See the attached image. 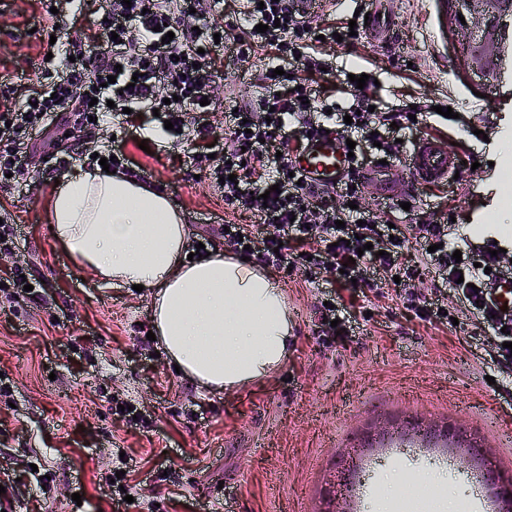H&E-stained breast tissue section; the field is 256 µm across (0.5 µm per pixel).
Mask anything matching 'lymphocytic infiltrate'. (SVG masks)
Wrapping results in <instances>:
<instances>
[{"label": "lymphocytic infiltrate", "instance_id": "obj_1", "mask_svg": "<svg viewBox=\"0 0 512 512\" xmlns=\"http://www.w3.org/2000/svg\"><path fill=\"white\" fill-rule=\"evenodd\" d=\"M40 2L46 10L42 32L56 37L49 61L54 76L20 90L10 83L0 86V185L8 176H22L21 160L35 140L47 136L52 148L62 147L66 113H74L83 127L108 121L134 134L141 112L158 110L189 142L188 158L207 162L225 204L254 216L251 224H229L224 239L236 251H249L276 268H304L313 284L329 275L342 288L357 278L369 288L396 277L406 283L434 270L471 316L492 329L490 364H512V320L493 315L488 305L489 277L504 271L498 257L468 251L454 259L444 225L414 228L401 223L399 204L378 211L365 203L361 171L375 160H396V135L414 122L405 112L376 108L364 88L353 89L345 105L326 95L319 33L289 0H245L248 26L242 30L224 20V0H107L88 36L75 29L74 0ZM193 11L208 15L203 30L184 24ZM261 23L266 32H257ZM161 24L173 32L171 42H163ZM133 28L139 32L134 39ZM259 54L268 68L262 93L230 99L228 140L212 142L210 118L219 102L210 60L220 55L231 67ZM206 96L211 102L205 106ZM333 129L355 144L352 169L339 189L321 194L293 178L291 157L310 135ZM275 185L278 197L265 198ZM314 231L317 248L299 254L298 246ZM368 241L373 247L367 251ZM412 244L419 263L401 267L399 258Z\"/></svg>", "mask_w": 512, "mask_h": 512}]
</instances>
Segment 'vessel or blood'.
I'll return each instance as SVG.
<instances>
[{
	"instance_id": "vessel-or-blood-1",
	"label": "vessel or blood",
	"mask_w": 512,
	"mask_h": 512,
	"mask_svg": "<svg viewBox=\"0 0 512 512\" xmlns=\"http://www.w3.org/2000/svg\"><path fill=\"white\" fill-rule=\"evenodd\" d=\"M366 34L371 42L387 43L391 35L387 17L370 14ZM292 161L309 182L326 190L337 189L346 180L351 167L345 146L324 134L309 141L304 150L293 155ZM406 162L413 178L421 183L448 180L460 168L458 155L449 149L446 141L436 138L418 140L408 153ZM362 178L374 183L381 194L394 196L408 192L407 186L384 179L383 170L379 167L363 171ZM490 286L496 305L503 307L506 315L512 317V275L497 276Z\"/></svg>"
}]
</instances>
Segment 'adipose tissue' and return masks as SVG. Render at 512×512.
I'll return each mask as SVG.
<instances>
[{
  "label": "adipose tissue",
  "instance_id": "obj_1",
  "mask_svg": "<svg viewBox=\"0 0 512 512\" xmlns=\"http://www.w3.org/2000/svg\"><path fill=\"white\" fill-rule=\"evenodd\" d=\"M52 232L102 281L143 285L169 362L208 390H231L288 354V303L260 268L215 251L186 261L187 229L167 195L121 173L78 169L53 193Z\"/></svg>",
  "mask_w": 512,
  "mask_h": 512
}]
</instances>
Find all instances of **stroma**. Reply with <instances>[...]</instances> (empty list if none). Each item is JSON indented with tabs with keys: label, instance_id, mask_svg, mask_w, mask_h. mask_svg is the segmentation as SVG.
<instances>
[{
	"label": "stroma",
	"instance_id": "35a3bbf8",
	"mask_svg": "<svg viewBox=\"0 0 512 512\" xmlns=\"http://www.w3.org/2000/svg\"><path fill=\"white\" fill-rule=\"evenodd\" d=\"M37 0L0 5V76L29 71L41 50L34 32ZM393 37L377 47L323 44L332 66L329 90L348 74L377 80L383 106L408 109L449 103L455 116L427 118L406 133L405 148L426 134L455 142L463 166L445 189L416 186L407 224L449 219L448 246L483 245L496 222L501 175L512 157V78L496 80L467 67L460 36L442 24L436 0H385ZM112 127L74 131L66 170L43 148L28 152L33 175L23 194L0 189L16 239L0 251V269L23 268L40 281L33 300L0 314V373L11 387L0 397V468L18 481L16 512H113L122 456L139 462L143 481L131 488L136 512H373L383 485L403 494L392 512H434L419 485L444 486L461 502L484 497V477L456 451L426 448L421 434L452 426L477 438L489 469L512 474V366L486 368L475 354L489 332L470 319L453 291L433 274L410 281L414 296L440 301L455 325L414 319L399 287H358L357 329L341 341L318 336L326 289L301 271L271 269L286 294L294 341L279 367L231 391L204 392L177 374L159 342L148 340V292L107 284L79 267L55 240L47 204L57 179L92 168L112 151ZM126 171L175 200L190 242L216 239L224 220L252 221L231 210L198 166L163 132L124 148ZM503 266L512 267V235L498 232ZM37 465L45 484L26 479ZM80 501H73V494Z\"/></svg>",
	"mask_w": 512,
	"mask_h": 512
}]
</instances>
